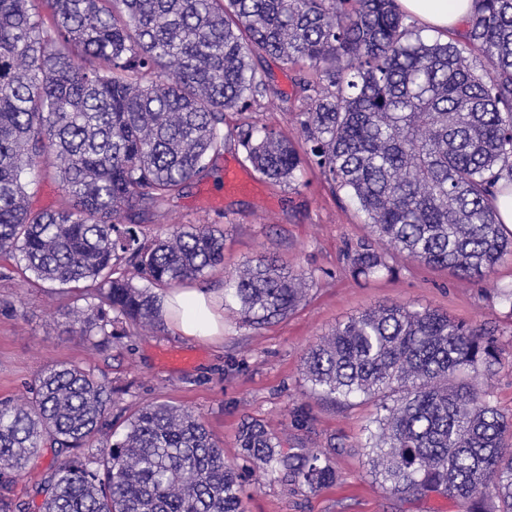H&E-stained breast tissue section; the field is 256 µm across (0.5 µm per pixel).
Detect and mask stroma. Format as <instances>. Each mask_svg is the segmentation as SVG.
Wrapping results in <instances>:
<instances>
[{"label":"stroma","mask_w":512,"mask_h":512,"mask_svg":"<svg viewBox=\"0 0 512 512\" xmlns=\"http://www.w3.org/2000/svg\"><path fill=\"white\" fill-rule=\"evenodd\" d=\"M274 88L253 113L259 123L297 137L294 98L298 70L272 56L254 62ZM243 164V150L228 142L213 155L208 170L163 215L143 225L157 236L171 224H213L224 231V264L195 280L198 288L219 289L246 261L271 252L303 270L310 289L287 317L254 326L244 323L235 303L224 308L223 343L201 344L161 331L128 336L105 351L83 341L63 316L69 296L46 284L24 280L13 259L0 257V401L20 400L38 372L73 363L111 382L116 391L112 430L122 436L127 418L138 408L166 402L202 416L213 440L230 463H241L239 431L260 421L294 448L330 454L336 480L316 492L288 490L275 477L246 484V512H465L456 500H423L391 494L370 473L360 443L378 409L374 401L333 403L314 395L306 379L305 357L349 317L387 302L428 307L474 326L494 325L501 357L491 380L493 403L512 414V309L497 296L512 284V255L482 280H462L448 270L393 255V273L362 281L348 271L347 252L369 235L356 206L335 195L318 170H305L296 189L257 178L256 190L227 193L224 169ZM193 353L191 364L173 368L161 354ZM52 451L30 464L14 483L0 485V498L27 503L41 512L40 484Z\"/></svg>","instance_id":"35a3bbf8"}]
</instances>
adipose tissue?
Wrapping results in <instances>:
<instances>
[{
    "mask_svg": "<svg viewBox=\"0 0 512 512\" xmlns=\"http://www.w3.org/2000/svg\"><path fill=\"white\" fill-rule=\"evenodd\" d=\"M400 10L440 38L461 33L473 0H398ZM162 318L174 335L198 343L224 339V293L206 288H175L162 298Z\"/></svg>",
    "mask_w": 512,
    "mask_h": 512,
    "instance_id": "adipose-tissue-1",
    "label": "adipose tissue"
}]
</instances>
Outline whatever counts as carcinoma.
Masks as SVG:
<instances>
[{"label":"carcinoma","instance_id":"carcinoma-1","mask_svg":"<svg viewBox=\"0 0 512 512\" xmlns=\"http://www.w3.org/2000/svg\"><path fill=\"white\" fill-rule=\"evenodd\" d=\"M397 0H0V256L62 293L64 316L107 349L127 328L164 326L153 287L176 288L224 261L211 224L155 238L139 227L237 141L264 179L291 187L318 168L380 244L347 254L351 275L393 272L390 252L482 279L512 252L494 201L512 186V0H475L461 36L422 35ZM308 69L299 138L246 119L270 93L253 58ZM52 168L64 201L35 210ZM253 325L283 319L303 272L262 259L225 281ZM500 332L393 303L338 324L308 353L307 380L333 401H376L365 443L391 493L512 512V417L492 403ZM112 383L78 364L39 372L23 403H0V479L41 448L63 459L36 493L43 512H245L240 473L202 417L167 403L103 435ZM240 447L257 477L316 492L328 459L286 451L252 420Z\"/></svg>","mask_w":512,"mask_h":512}]
</instances>
